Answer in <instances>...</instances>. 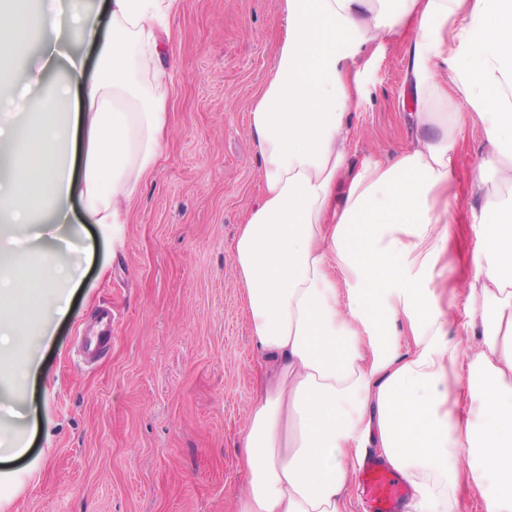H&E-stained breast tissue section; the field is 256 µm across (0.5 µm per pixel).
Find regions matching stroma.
<instances>
[{
    "label": "stroma",
    "mask_w": 512,
    "mask_h": 512,
    "mask_svg": "<svg viewBox=\"0 0 512 512\" xmlns=\"http://www.w3.org/2000/svg\"><path fill=\"white\" fill-rule=\"evenodd\" d=\"M169 27L170 134L129 206L126 248L113 252L111 229L91 226L95 253L70 313L38 352L35 385L17 390L26 420L0 411V436L34 437L0 512H235L238 439L256 393L233 241L261 194L248 112L271 77L284 18L280 0H182ZM362 65L356 167L415 136L405 43H382ZM489 151L482 127H469L449 201L453 240L432 281L443 308L480 246L471 212L494 181L480 164ZM102 305L112 308V346L85 367L79 339Z\"/></svg>",
    "instance_id": "obj_1"
}]
</instances>
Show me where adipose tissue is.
<instances>
[{
    "mask_svg": "<svg viewBox=\"0 0 512 512\" xmlns=\"http://www.w3.org/2000/svg\"><path fill=\"white\" fill-rule=\"evenodd\" d=\"M181 0H106L107 27L78 0H0V404L39 364L16 354L69 312L95 249L50 269L68 225L112 228L155 166L172 66L162 42ZM287 26L248 128L262 194L233 244L261 361L241 438L237 512H346L350 478L379 449L412 512H512V0H282ZM408 45L411 148L350 163V105L373 46ZM90 41L86 74L70 44ZM39 55H32L33 43ZM61 69L41 89L15 62ZM493 147L500 192L474 216L483 248L465 320L431 287L455 153L472 122Z\"/></svg>",
    "mask_w": 512,
    "mask_h": 512,
    "instance_id": "adipose-tissue-1",
    "label": "adipose tissue"
}]
</instances>
